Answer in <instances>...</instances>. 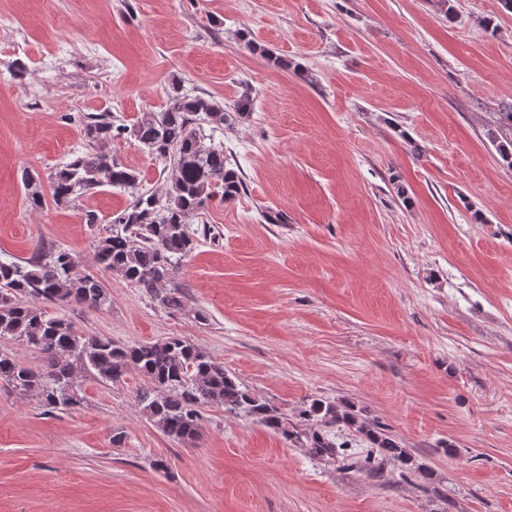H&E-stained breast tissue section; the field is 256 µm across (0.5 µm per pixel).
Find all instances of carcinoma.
<instances>
[{"label":"carcinoma","instance_id":"1","mask_svg":"<svg viewBox=\"0 0 512 512\" xmlns=\"http://www.w3.org/2000/svg\"><path fill=\"white\" fill-rule=\"evenodd\" d=\"M246 46L276 68L291 67L254 41ZM253 109L254 97L247 89L226 110L214 98L189 94L175 83L168 92L167 108L143 113L130 129L108 117L92 118L83 128L92 150L75 156L50 177L49 198L66 206L99 187L103 175L113 186H136L135 171L95 149L128 130L152 157L173 161L174 174L164 193L143 192L112 219L109 235L96 245V261L145 291L159 306L178 312L184 308L185 296L172 282V274L195 247L193 219L214 196L231 201L243 188L241 173L224 155V145L206 143L202 124L230 126ZM21 181L29 208L42 209L47 197L40 175L25 169ZM76 267L75 256L60 247L39 246L28 258L0 260V338L22 342L42 356L41 365L33 368L0 352V380L12 389L35 395L51 411H69L84 402L76 372L114 383L133 371L144 380L137 393L142 414L175 440L195 438L202 410L219 405L301 444L316 458L336 457V440L327 428L344 424L375 449L364 458L369 471H380L390 459L408 468L413 465L409 451L383 426L360 421L353 409L334 401L312 400L299 419L315 426L303 432L288 430V415L278 406L252 392L222 363L187 340L167 337L125 345L106 336L79 334L68 318L50 315L43 308L75 303L100 309L110 302L102 283L90 274H77Z\"/></svg>","mask_w":512,"mask_h":512}]
</instances>
